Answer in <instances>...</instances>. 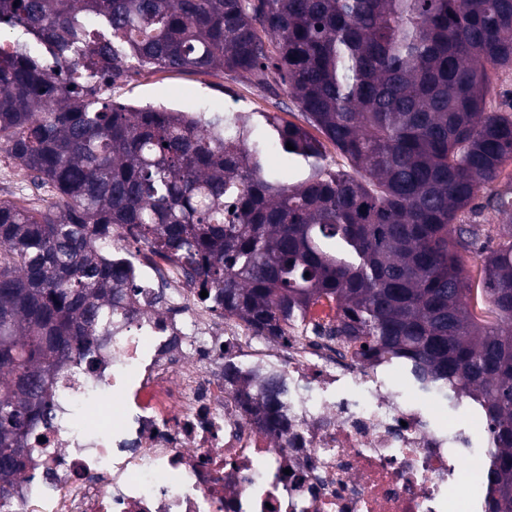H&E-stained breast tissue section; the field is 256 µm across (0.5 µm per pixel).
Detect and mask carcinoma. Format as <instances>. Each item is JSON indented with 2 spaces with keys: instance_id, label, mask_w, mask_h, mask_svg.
I'll return each instance as SVG.
<instances>
[{
  "instance_id": "obj_1",
  "label": "carcinoma",
  "mask_w": 512,
  "mask_h": 512,
  "mask_svg": "<svg viewBox=\"0 0 512 512\" xmlns=\"http://www.w3.org/2000/svg\"><path fill=\"white\" fill-rule=\"evenodd\" d=\"M2 24L25 38L0 43V156L39 204L0 199V505L52 426L57 380L130 318L112 241L131 237L258 339L324 336L477 404L485 512H512V192L487 199L508 223L461 219L512 163V113L487 110L512 71V0H0ZM144 70L260 87L274 72L305 124L104 96ZM270 142L296 181L266 169ZM323 300L335 320L306 327ZM281 394L238 390L273 433Z\"/></svg>"
}]
</instances>
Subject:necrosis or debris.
Instances as JSON below:
<instances>
[{
    "mask_svg": "<svg viewBox=\"0 0 512 512\" xmlns=\"http://www.w3.org/2000/svg\"><path fill=\"white\" fill-rule=\"evenodd\" d=\"M127 267L138 315L94 372L61 380L16 512H484L460 494L492 454L483 417L435 414L431 397L325 347L255 350L179 269ZM228 363L256 394L269 370L286 376V432L254 425Z\"/></svg>",
    "mask_w": 512,
    "mask_h": 512,
    "instance_id": "obj_1",
    "label": "necrosis or debris"
}]
</instances>
